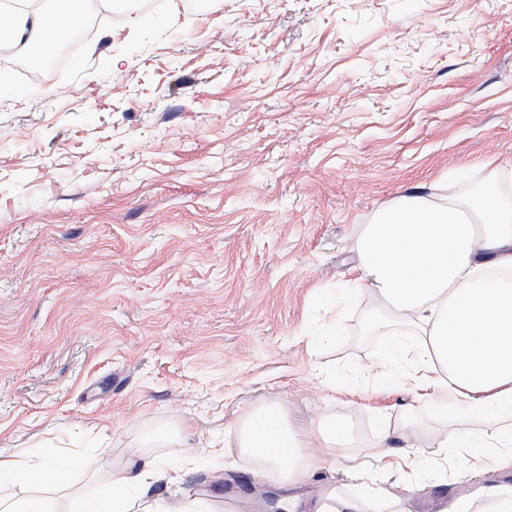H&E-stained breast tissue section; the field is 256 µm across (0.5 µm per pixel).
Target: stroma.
I'll list each match as a JSON object with an SVG mask.
<instances>
[{"instance_id":"stroma-1","label":"stroma","mask_w":512,"mask_h":512,"mask_svg":"<svg viewBox=\"0 0 512 512\" xmlns=\"http://www.w3.org/2000/svg\"><path fill=\"white\" fill-rule=\"evenodd\" d=\"M192 2L134 29L90 0L59 70L0 55V449L153 456L183 473L157 499L236 512L365 490L438 512L512 484L454 448L396 471L448 424L374 380L381 305L355 284L379 210L512 155V0ZM269 402L317 461L288 488L224 445ZM328 419L350 430L331 448Z\"/></svg>"}]
</instances>
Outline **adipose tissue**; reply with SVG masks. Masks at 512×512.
Listing matches in <instances>:
<instances>
[{
    "instance_id": "ef3b65f1",
    "label": "adipose tissue",
    "mask_w": 512,
    "mask_h": 512,
    "mask_svg": "<svg viewBox=\"0 0 512 512\" xmlns=\"http://www.w3.org/2000/svg\"><path fill=\"white\" fill-rule=\"evenodd\" d=\"M85 23V10L70 0H20L0 16V50L49 51ZM510 181L512 157L494 159L478 191L458 192L452 177L402 196L356 242L359 279L389 311L373 322L390 339L387 374L448 416L495 419L492 431L450 430L436 440L483 469L512 465V197L502 191ZM232 443L287 486L314 462L275 402L243 419ZM74 469L104 473L105 481L83 494L70 479ZM179 479L146 455L112 463L57 448L0 452V512H210L203 501L151 498L155 482Z\"/></svg>"
}]
</instances>
